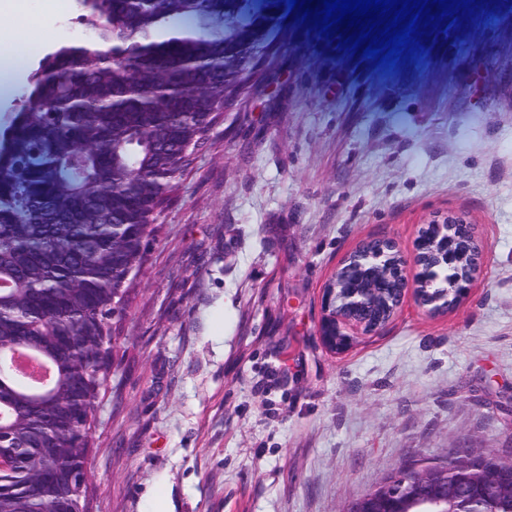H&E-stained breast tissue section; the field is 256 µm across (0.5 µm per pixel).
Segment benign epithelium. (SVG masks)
Instances as JSON below:
<instances>
[{
  "instance_id": "7a95c632",
  "label": "benign epithelium",
  "mask_w": 512,
  "mask_h": 512,
  "mask_svg": "<svg viewBox=\"0 0 512 512\" xmlns=\"http://www.w3.org/2000/svg\"><path fill=\"white\" fill-rule=\"evenodd\" d=\"M451 274L439 287L426 279L425 258ZM360 267L390 270L396 287L389 289L383 320L357 315L366 301L360 288H347L343 295L327 286L322 297L319 335L333 352H344L360 336L384 328L403 308L408 297L424 312L445 313L469 294L487 260L485 250L466 216L450 212L422 225L408 258L388 236L363 241L344 257ZM466 456L464 470L441 471L408 466L385 479L376 489L350 501L343 512H512V458L460 448Z\"/></svg>"
}]
</instances>
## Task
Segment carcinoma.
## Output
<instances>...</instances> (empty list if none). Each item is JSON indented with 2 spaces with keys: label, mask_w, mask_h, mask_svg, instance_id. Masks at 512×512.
<instances>
[{
  "label": "carcinoma",
  "mask_w": 512,
  "mask_h": 512,
  "mask_svg": "<svg viewBox=\"0 0 512 512\" xmlns=\"http://www.w3.org/2000/svg\"><path fill=\"white\" fill-rule=\"evenodd\" d=\"M82 4L84 37L45 55L0 127V356L22 338L53 367L44 388L0 369V512L81 505L111 320L190 156L288 15L280 0Z\"/></svg>",
  "instance_id": "1"
}]
</instances>
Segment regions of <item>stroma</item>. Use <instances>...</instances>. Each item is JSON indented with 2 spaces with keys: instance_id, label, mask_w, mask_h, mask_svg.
<instances>
[{
  "instance_id": "stroma-1",
  "label": "stroma",
  "mask_w": 512,
  "mask_h": 512,
  "mask_svg": "<svg viewBox=\"0 0 512 512\" xmlns=\"http://www.w3.org/2000/svg\"><path fill=\"white\" fill-rule=\"evenodd\" d=\"M80 0H39L58 45ZM377 67L287 23L157 217L113 324L85 512H341L449 449L512 448V0ZM464 213L487 263L342 354L322 292L362 241Z\"/></svg>"
}]
</instances>
